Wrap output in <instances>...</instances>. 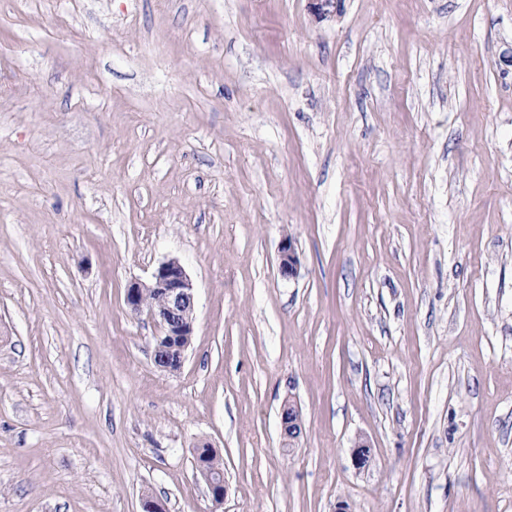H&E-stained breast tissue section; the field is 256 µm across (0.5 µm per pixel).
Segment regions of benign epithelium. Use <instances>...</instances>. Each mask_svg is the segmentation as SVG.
<instances>
[{"label": "benign epithelium", "instance_id": "benign-epithelium-1", "mask_svg": "<svg viewBox=\"0 0 512 512\" xmlns=\"http://www.w3.org/2000/svg\"><path fill=\"white\" fill-rule=\"evenodd\" d=\"M297 264L292 242L284 241L279 254L282 275L294 276ZM125 302L132 312L146 315L157 326L152 351L155 367L169 373L179 371L188 348L187 338L193 335L195 322V286L184 267L176 259L160 263L148 281H134L128 285ZM280 427L284 445L293 446L302 426L300 410L291 399L282 406ZM371 460L370 446L362 439L357 441L351 449L353 466L362 469ZM195 469L206 482L214 503H222L226 494L223 475L207 468L198 458L195 459Z\"/></svg>", "mask_w": 512, "mask_h": 512}]
</instances>
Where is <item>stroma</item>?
Segmentation results:
<instances>
[{
	"instance_id": "35a3bbf8",
	"label": "stroma",
	"mask_w": 512,
	"mask_h": 512,
	"mask_svg": "<svg viewBox=\"0 0 512 512\" xmlns=\"http://www.w3.org/2000/svg\"><path fill=\"white\" fill-rule=\"evenodd\" d=\"M511 55L512 0H0V512H512ZM125 302L136 314H145L157 326L152 360L161 371L174 373L184 363L189 336L195 322V286L184 267L176 259L161 262L147 282H131ZM179 352L176 366L171 355ZM280 427L284 445L293 447L301 434L302 426L300 410L291 399L286 400L282 406ZM204 445L209 448H202ZM195 449L201 452L200 457L208 467L223 470L220 457L212 445L209 443H201L196 446ZM203 461L199 459L198 454L195 452V469L206 482L214 503L221 504L226 494V484L224 477L219 471H214L207 468Z\"/></svg>"
}]
</instances>
